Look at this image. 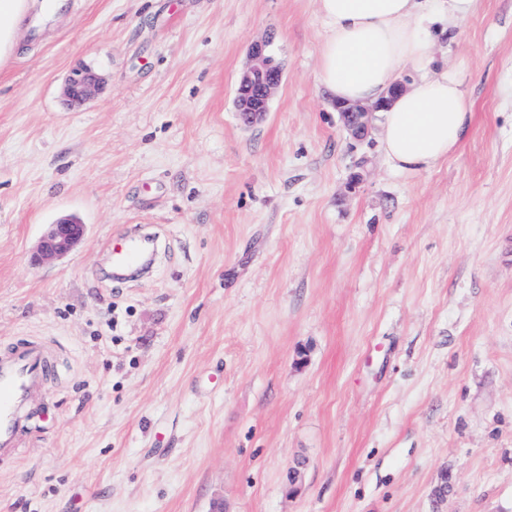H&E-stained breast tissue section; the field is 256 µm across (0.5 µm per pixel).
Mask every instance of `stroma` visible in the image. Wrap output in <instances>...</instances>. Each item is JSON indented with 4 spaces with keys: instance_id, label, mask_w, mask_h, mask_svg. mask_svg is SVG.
Wrapping results in <instances>:
<instances>
[{
    "instance_id": "obj_1",
    "label": "stroma",
    "mask_w": 512,
    "mask_h": 512,
    "mask_svg": "<svg viewBox=\"0 0 512 512\" xmlns=\"http://www.w3.org/2000/svg\"><path fill=\"white\" fill-rule=\"evenodd\" d=\"M58 3L0 65V343L55 363L0 512H512V0L435 44L473 119L422 172L343 127L318 0ZM62 215L85 239L36 262ZM136 231L149 274L113 275ZM270 41L256 42L249 52V64L237 85L236 112L244 125L251 126L269 110L271 99L283 80L282 66L268 51ZM102 89L101 78L90 69H76L64 80V96L70 107L79 108L97 97Z\"/></svg>"
}]
</instances>
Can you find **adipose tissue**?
<instances>
[{
    "instance_id": "ef3b65f1",
    "label": "adipose tissue",
    "mask_w": 512,
    "mask_h": 512,
    "mask_svg": "<svg viewBox=\"0 0 512 512\" xmlns=\"http://www.w3.org/2000/svg\"><path fill=\"white\" fill-rule=\"evenodd\" d=\"M476 0H319L325 35L318 79L336 100L373 102L399 70L417 72L412 88L388 97L382 112L381 148L389 164L405 172L429 171L447 161L466 139L472 107L455 72L431 70L435 24L446 17L455 37ZM28 0H0V62L19 46Z\"/></svg>"
}]
</instances>
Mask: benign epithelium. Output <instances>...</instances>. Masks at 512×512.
Instances as JSON below:
<instances>
[{"label": "benign epithelium", "instance_id": "7a95c632", "mask_svg": "<svg viewBox=\"0 0 512 512\" xmlns=\"http://www.w3.org/2000/svg\"><path fill=\"white\" fill-rule=\"evenodd\" d=\"M270 41L256 42L249 52V64L237 85L236 112L247 126L255 124L269 110L271 99L283 80L282 66L268 51ZM102 89L101 78L89 69H76L64 80V96L74 108L84 106ZM385 102L372 105L342 102L335 104L341 121L356 141L365 139L371 128L373 114L383 110ZM87 225L72 217H61L48 225L35 254L38 262L55 260L71 253L84 239Z\"/></svg>", "mask_w": 512, "mask_h": 512}]
</instances>
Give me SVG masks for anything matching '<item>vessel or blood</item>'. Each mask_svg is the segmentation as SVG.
Masks as SVG:
<instances>
[{
  "instance_id": "obj_1",
  "label": "vessel or blood",
  "mask_w": 512,
  "mask_h": 512,
  "mask_svg": "<svg viewBox=\"0 0 512 512\" xmlns=\"http://www.w3.org/2000/svg\"><path fill=\"white\" fill-rule=\"evenodd\" d=\"M50 369L51 354L39 340L18 336L0 348V459L17 453Z\"/></svg>"
}]
</instances>
